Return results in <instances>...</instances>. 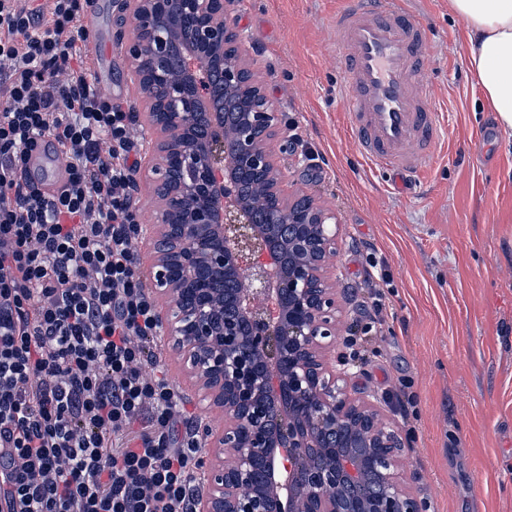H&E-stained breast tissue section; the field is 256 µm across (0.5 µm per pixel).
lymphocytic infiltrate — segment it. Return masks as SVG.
I'll list each match as a JSON object with an SVG mask.
<instances>
[{
    "mask_svg": "<svg viewBox=\"0 0 512 512\" xmlns=\"http://www.w3.org/2000/svg\"><path fill=\"white\" fill-rule=\"evenodd\" d=\"M84 0H0V503L197 512L202 441L147 375L161 322L135 266L132 107L89 73ZM68 155L50 194L41 139Z\"/></svg>",
    "mask_w": 512,
    "mask_h": 512,
    "instance_id": "f902f5d3",
    "label": "lymphocytic infiltrate"
}]
</instances>
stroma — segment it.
Here are the masks:
<instances>
[{"label": "stroma", "instance_id": "stroma-1", "mask_svg": "<svg viewBox=\"0 0 512 512\" xmlns=\"http://www.w3.org/2000/svg\"><path fill=\"white\" fill-rule=\"evenodd\" d=\"M410 6L433 35L426 77L446 125L414 190L388 183L348 132L330 35L335 0H240L231 22L266 95L297 128L296 146L272 144L286 192L310 194L339 221L331 276L353 329L350 388L388 397L407 443L409 489L426 512H512V466L502 464L512 458V137L501 135L467 76L464 25L448 0ZM94 10L90 57L103 60L114 96L143 114L119 48L133 13L119 0H94ZM108 45L116 52L106 60ZM476 134L491 146L487 159L466 157ZM374 266L387 275L379 291L368 279ZM153 350L196 427L212 426L166 336Z\"/></svg>", "mask_w": 512, "mask_h": 512}]
</instances>
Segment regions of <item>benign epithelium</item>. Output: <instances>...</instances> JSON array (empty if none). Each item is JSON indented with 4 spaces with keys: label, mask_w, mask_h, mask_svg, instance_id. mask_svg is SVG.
Listing matches in <instances>:
<instances>
[{
    "label": "benign epithelium",
    "mask_w": 512,
    "mask_h": 512,
    "mask_svg": "<svg viewBox=\"0 0 512 512\" xmlns=\"http://www.w3.org/2000/svg\"><path fill=\"white\" fill-rule=\"evenodd\" d=\"M237 0H125L156 163L149 276L169 309L166 336L208 408L211 440L201 512H425L403 477L406 443L387 400L355 395L346 308L330 278L335 216L290 196L270 144L295 140L238 54ZM213 64L200 67V53ZM249 82L263 105L202 109L204 91Z\"/></svg>",
    "instance_id": "obj_1"
}]
</instances>
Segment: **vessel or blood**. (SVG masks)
Instances as JSON below:
<instances>
[{"mask_svg": "<svg viewBox=\"0 0 512 512\" xmlns=\"http://www.w3.org/2000/svg\"><path fill=\"white\" fill-rule=\"evenodd\" d=\"M331 28L358 152L399 184L419 183L443 122L423 78L433 48L427 26L406 0H346Z\"/></svg>", "mask_w": 512, "mask_h": 512, "instance_id": "obj_1", "label": "vessel or blood"}]
</instances>
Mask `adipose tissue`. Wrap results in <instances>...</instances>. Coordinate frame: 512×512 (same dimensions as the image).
Wrapping results in <instances>:
<instances>
[{
	"label": "adipose tissue",
	"mask_w": 512,
	"mask_h": 512,
	"mask_svg": "<svg viewBox=\"0 0 512 512\" xmlns=\"http://www.w3.org/2000/svg\"><path fill=\"white\" fill-rule=\"evenodd\" d=\"M463 21L466 65L502 132L512 133V0H448Z\"/></svg>",
	"instance_id": "obj_1"
}]
</instances>
